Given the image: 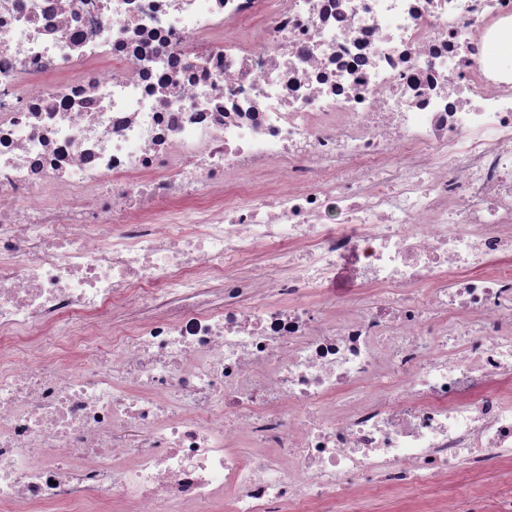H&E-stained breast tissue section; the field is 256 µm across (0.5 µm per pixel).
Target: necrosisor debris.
Returning <instances> with one entry per match:
<instances>
[{
  "label": "necrosis or debris",
  "mask_w": 512,
  "mask_h": 512,
  "mask_svg": "<svg viewBox=\"0 0 512 512\" xmlns=\"http://www.w3.org/2000/svg\"><path fill=\"white\" fill-rule=\"evenodd\" d=\"M506 28L0 0V512H434L512 474ZM495 478H498V473L496 471L480 478H459L454 480L448 486V491L454 498H468V496L480 485L484 484L486 481L491 482V479Z\"/></svg>",
  "instance_id": "obj_1"
}]
</instances>
